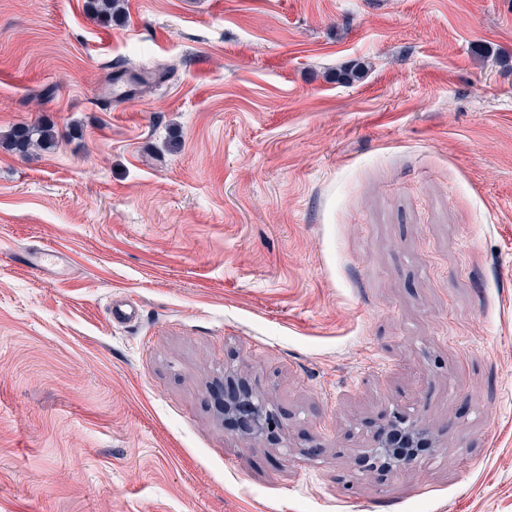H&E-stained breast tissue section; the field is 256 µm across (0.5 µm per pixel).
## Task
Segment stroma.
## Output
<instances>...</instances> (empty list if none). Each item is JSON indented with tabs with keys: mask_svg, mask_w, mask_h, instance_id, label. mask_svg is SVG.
<instances>
[{
	"mask_svg": "<svg viewBox=\"0 0 512 512\" xmlns=\"http://www.w3.org/2000/svg\"><path fill=\"white\" fill-rule=\"evenodd\" d=\"M85 3L0 0V512H512V0ZM125 0H87L86 8L97 17L112 22L124 16ZM54 143L55 136L50 127L19 125L11 129L3 142V148L15 154L25 155L32 149H50ZM223 411L224 420L233 421L242 436L279 444L284 427L269 394L255 393L239 384H228L224 391ZM395 415L372 435L360 472L405 473L434 448L430 430L413 414L396 408Z\"/></svg>",
	"mask_w": 512,
	"mask_h": 512,
	"instance_id": "stroma-1",
	"label": "stroma"
}]
</instances>
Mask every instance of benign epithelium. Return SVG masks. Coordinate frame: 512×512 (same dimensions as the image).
Masks as SVG:
<instances>
[{
  "label": "benign epithelium",
  "instance_id": "1",
  "mask_svg": "<svg viewBox=\"0 0 512 512\" xmlns=\"http://www.w3.org/2000/svg\"><path fill=\"white\" fill-rule=\"evenodd\" d=\"M224 419L233 421L242 436L275 445L284 430L271 396L238 384L225 387ZM433 448L430 430L413 414L398 408L395 416L372 435L363 456L362 471L409 472L421 461L422 452Z\"/></svg>",
  "mask_w": 512,
  "mask_h": 512
}]
</instances>
